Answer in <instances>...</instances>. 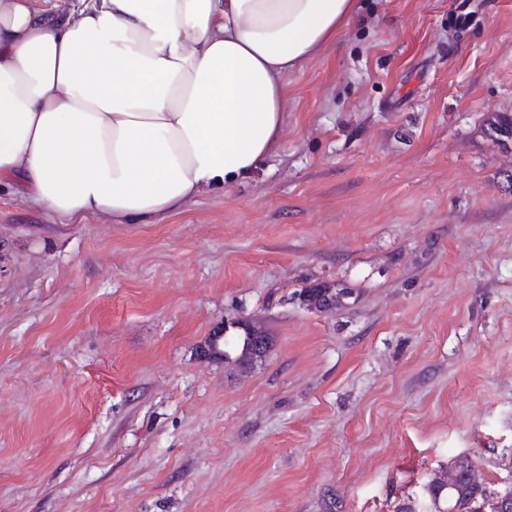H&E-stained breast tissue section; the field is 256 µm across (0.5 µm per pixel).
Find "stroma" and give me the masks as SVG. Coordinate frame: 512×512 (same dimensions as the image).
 Instances as JSON below:
<instances>
[{
    "mask_svg": "<svg viewBox=\"0 0 512 512\" xmlns=\"http://www.w3.org/2000/svg\"><path fill=\"white\" fill-rule=\"evenodd\" d=\"M284 93L157 224L0 185V512H400L463 456L512 490V0H355ZM234 321L264 361L209 352ZM489 134L506 144L512 142L511 112H492L487 118ZM351 295L352 290L343 285L314 282L299 292L298 300L309 310L321 311L323 306L331 305L336 309L343 306Z\"/></svg>",
    "mask_w": 512,
    "mask_h": 512,
    "instance_id": "stroma-1",
    "label": "stroma"
}]
</instances>
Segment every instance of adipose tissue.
I'll list each match as a JSON object with an SVG mask.
<instances>
[{"label": "adipose tissue", "instance_id": "adipose-tissue-1", "mask_svg": "<svg viewBox=\"0 0 512 512\" xmlns=\"http://www.w3.org/2000/svg\"><path fill=\"white\" fill-rule=\"evenodd\" d=\"M353 0H0V182L78 223L155 224L252 175L283 77Z\"/></svg>", "mask_w": 512, "mask_h": 512}]
</instances>
